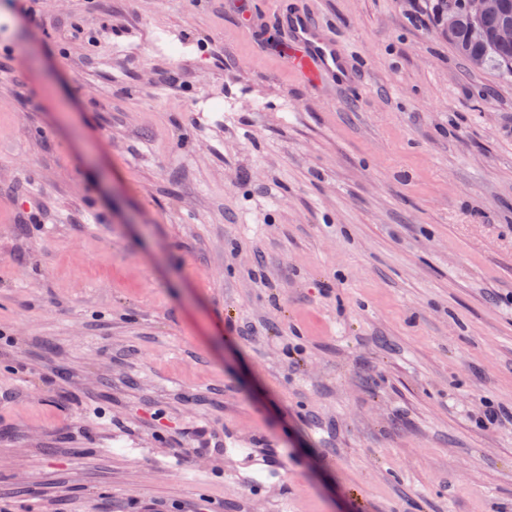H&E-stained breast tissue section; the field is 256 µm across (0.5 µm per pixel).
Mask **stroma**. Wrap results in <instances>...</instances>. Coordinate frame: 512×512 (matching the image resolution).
Listing matches in <instances>:
<instances>
[{"instance_id": "1", "label": "stroma", "mask_w": 512, "mask_h": 512, "mask_svg": "<svg viewBox=\"0 0 512 512\" xmlns=\"http://www.w3.org/2000/svg\"><path fill=\"white\" fill-rule=\"evenodd\" d=\"M298 2L0 0V512H512V77ZM271 3L274 5L271 14L277 16L287 34L282 56L296 77L309 86H318L327 79L336 81V70L346 67L347 78L337 79L348 84L352 78V65L347 53L325 35L310 12L297 8L288 11L287 1Z\"/></svg>"}]
</instances>
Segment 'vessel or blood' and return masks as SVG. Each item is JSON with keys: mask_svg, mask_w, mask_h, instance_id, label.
Masks as SVG:
<instances>
[{"mask_svg": "<svg viewBox=\"0 0 512 512\" xmlns=\"http://www.w3.org/2000/svg\"><path fill=\"white\" fill-rule=\"evenodd\" d=\"M272 13L287 34L283 57L300 81L318 86L335 79L338 69L349 66L345 50L325 35L309 11L291 9L283 0H276Z\"/></svg>", "mask_w": 512, "mask_h": 512, "instance_id": "b4317fda", "label": "vessel or blood"}]
</instances>
